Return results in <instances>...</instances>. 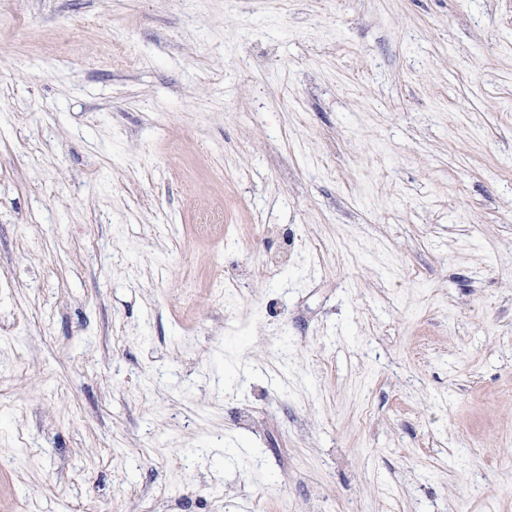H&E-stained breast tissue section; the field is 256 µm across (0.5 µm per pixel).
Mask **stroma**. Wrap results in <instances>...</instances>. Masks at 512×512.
Here are the masks:
<instances>
[{
    "label": "stroma",
    "instance_id": "stroma-1",
    "mask_svg": "<svg viewBox=\"0 0 512 512\" xmlns=\"http://www.w3.org/2000/svg\"><path fill=\"white\" fill-rule=\"evenodd\" d=\"M0 512H512V0H0Z\"/></svg>",
    "mask_w": 512,
    "mask_h": 512
}]
</instances>
